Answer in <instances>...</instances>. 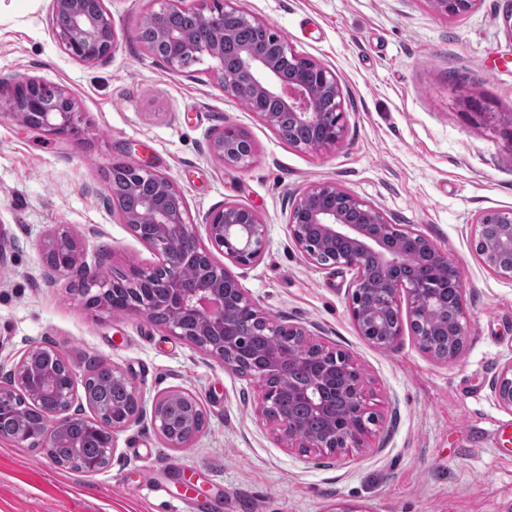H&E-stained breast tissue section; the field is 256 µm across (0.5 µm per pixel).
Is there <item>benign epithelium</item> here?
<instances>
[{"label":"benign epithelium","mask_w":512,"mask_h":512,"mask_svg":"<svg viewBox=\"0 0 512 512\" xmlns=\"http://www.w3.org/2000/svg\"><path fill=\"white\" fill-rule=\"evenodd\" d=\"M428 2L435 13L450 18L470 11L476 0ZM186 11L196 29L209 34L208 39L167 31L160 24L163 12L152 13L147 19L157 30L163 48L160 52L147 46L155 59L174 72L180 71L187 58L207 55L216 60V79L224 94L239 102L259 98L275 104V109L258 113L270 128L278 129L285 114L309 128V137L291 142L297 148L320 151L345 140V95L335 72L298 53L278 34L260 48L234 50L241 78L228 80L224 76V50L232 33L224 29V15L233 14L242 24L262 30L268 25L243 10L239 0H193ZM51 19L59 45L72 59L95 64L111 57L116 33L104 0H52ZM285 63L292 69L288 81L281 77ZM44 88L45 83L36 77L15 78L8 98L10 111L30 130L61 135L72 132L81 121L76 102L62 87L53 88L51 98L45 96ZM211 147L225 164L238 168L249 167L254 156L247 133L233 125L216 133ZM112 169L155 184V194L144 199L140 209L124 210L121 217L135 233L141 224L153 225L152 235L143 242L158 255V262L134 266L121 279L104 278L99 267L85 260L80 241L56 228L41 245L45 265L67 280L87 307L115 312L120 303L122 311L155 321L172 336L187 341L193 336V345L202 352L219 357L237 372L246 371L259 389L258 415L278 432L285 447L334 456L363 447L369 434L366 417L370 407L362 373L352 359L314 338L304 326L269 319L224 265L212 262L204 274L186 275L193 254L174 249L173 243L190 239L198 249L205 247L190 221L181 190L172 178L146 163L116 161ZM489 223L500 227L492 239L484 238ZM287 229L289 238L311 262L353 273L349 314L372 344L390 348L402 336V328L388 326L387 317L401 312L404 297L411 331L426 354L438 362L450 361V356L434 347V337L442 332L455 337L458 350L464 349V304L458 305L450 329L448 305L441 301L439 291L424 287L425 276L370 279L367 266L372 259L388 269L425 262L444 267L448 282L458 294H464L458 266L426 236L408 225L391 223L373 205L330 181L313 183L297 195L287 216ZM205 231L214 248L234 265L245 268L261 258L268 228L254 209L228 203L208 212ZM472 244L487 268L512 280L511 209L478 214L472 224ZM45 355L62 358L59 351L48 347L28 349L0 375V395L8 391L31 405L38 404L43 394L54 400L52 428L37 432V438L48 447L65 435L69 423L84 419L85 408H90L99 421L105 413L90 392L77 396V376L72 368H67V383L59 384L43 362ZM112 383L126 389L129 405L122 416L112 418L110 441L99 457L102 463L114 457L116 434L146 412L131 375L114 369ZM492 389L498 405L512 410V359L504 364ZM151 419L171 448L193 441L206 422L199 402L179 389L153 397Z\"/></svg>","instance_id":"7a95c632"}]
</instances>
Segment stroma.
I'll return each mask as SVG.
<instances>
[{"instance_id": "35a3bbf8", "label": "stroma", "mask_w": 512, "mask_h": 512, "mask_svg": "<svg viewBox=\"0 0 512 512\" xmlns=\"http://www.w3.org/2000/svg\"><path fill=\"white\" fill-rule=\"evenodd\" d=\"M166 0H105L116 31L111 58L85 65L60 48L51 0H0V98L14 77L65 87L83 115L75 135L39 134L0 106V366L52 347L77 376L103 361L129 373L144 401L180 388L206 423L167 447L150 416L119 433L94 474L57 465L41 450L0 439V512H512V411L492 383L512 359V281L471 248V223L512 209V142L496 123L469 118L466 99L512 114V0H477L448 18L427 0H241L299 53L336 73L346 137L326 151L289 145L225 95L203 56L175 73L135 36ZM254 146L244 169L210 149L224 126ZM151 164L182 190L197 233L212 208L255 209L267 246L239 270L256 305L307 327L363 372L377 421L362 448L338 457L285 448L255 411L248 377L166 334L148 319L84 308L52 279L40 244L62 228L103 270L149 266L155 253L122 224L104 172L115 161ZM331 181L419 231L459 267L468 341L439 363L404 331L379 348L353 324L348 271L310 262L288 236L296 193Z\"/></svg>"}]
</instances>
